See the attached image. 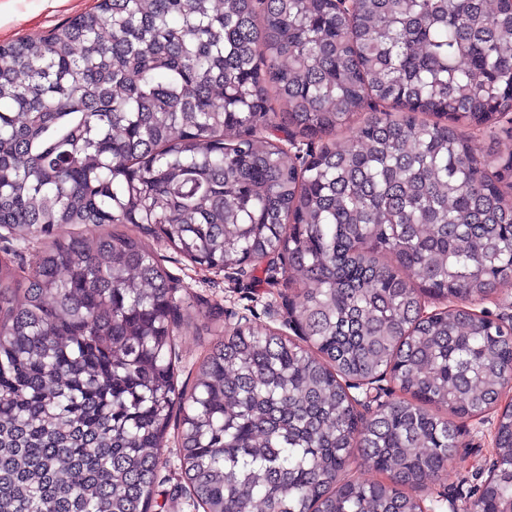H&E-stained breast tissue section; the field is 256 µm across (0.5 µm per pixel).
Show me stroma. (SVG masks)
Listing matches in <instances>:
<instances>
[{
    "label": "stroma",
    "mask_w": 512,
    "mask_h": 512,
    "mask_svg": "<svg viewBox=\"0 0 512 512\" xmlns=\"http://www.w3.org/2000/svg\"><path fill=\"white\" fill-rule=\"evenodd\" d=\"M7 8L0 13V44L24 37H40L71 18L96 11L99 0H6ZM158 254L166 269L179 280L181 296L192 301H201L205 308L216 312L233 311L243 313L246 306H253L260 325L280 327L277 316L281 309L279 288L265 283L242 287L241 283L224 279L223 276L201 269L177 254L166 245H159ZM224 324L219 320L204 317L193 319L178 333L176 353L178 355V384L192 383L196 370L206 351L220 342ZM495 417L487 415L481 420L467 422L459 436L456 456L438 478L413 489L414 497L424 500L434 512H449L450 503H457L460 512L472 507L476 475L486 457L495 453L493 443ZM177 431L169 429L168 445L164 454L169 461L163 469L156 486V498L162 512H203L194 506L186 483L179 471L176 455Z\"/></svg>",
    "instance_id": "35a3bbf8"
}]
</instances>
